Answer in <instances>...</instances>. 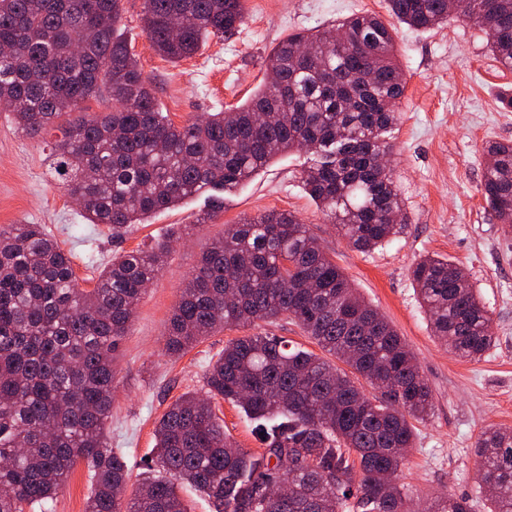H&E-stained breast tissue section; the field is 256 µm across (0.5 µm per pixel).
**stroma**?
<instances>
[{
    "label": "stroma",
    "instance_id": "stroma-1",
    "mask_svg": "<svg viewBox=\"0 0 512 512\" xmlns=\"http://www.w3.org/2000/svg\"><path fill=\"white\" fill-rule=\"evenodd\" d=\"M121 31L153 86L162 112L183 125L243 102L266 77V62L288 35L313 32L361 12L386 15L387 0H246V19L229 40L212 38L191 58L173 63L148 40L143 0H122ZM397 61L406 79L393 132L389 164L395 170L407 216L401 234L369 252L351 248L305 191L300 152L275 158L250 181L225 193L212 210L207 195L182 200L130 225L113 238L90 224L53 179L48 141L22 133L0 111V227L39 224L72 255L80 287L125 252L177 235L164 264L135 310L114 363L111 448L128 468L125 496L133 498L155 444V426L187 392L205 393L206 374L232 339L267 333L305 348L312 340L292 319L226 327L203 336L183 356L168 355L164 333L180 290L203 248L223 238L228 225L271 211L289 212L307 224L354 288L397 330L412 352L433 396L430 415L416 422V442L402 482L408 506L448 493L480 501L475 445L488 427L512 429V233L505 232L481 191L488 143L512 141V70L493 56L486 34L457 19L416 30L398 25ZM208 223H199L203 213ZM426 255L459 265L492 319L495 345L478 360L451 353L432 333L410 277Z\"/></svg>",
    "mask_w": 512,
    "mask_h": 512
}]
</instances>
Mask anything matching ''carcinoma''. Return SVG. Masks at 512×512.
<instances>
[{
	"mask_svg": "<svg viewBox=\"0 0 512 512\" xmlns=\"http://www.w3.org/2000/svg\"><path fill=\"white\" fill-rule=\"evenodd\" d=\"M245 0H144L143 30L170 61L212 37L232 38ZM122 0H0V104L22 132L58 129L52 169L91 224L121 235L131 224L203 189L225 191L278 154L314 155L304 186L355 249L396 237L402 205L386 158L405 90L393 28L353 14L278 44L263 85L245 104L174 125L118 29ZM411 28L461 17L488 36L512 68V0H388ZM108 98L110 112L84 103ZM482 194L512 231V142H491ZM172 238L112 261L93 288L79 287L71 255L39 224L0 228V512L53 499L85 462V512H188L187 483L217 512H409L401 484L413 422L432 394L394 327L352 287L295 215L269 212L233 224L208 246L180 291L165 350L180 355L226 325L295 320L350 370L276 336L228 341L206 375L159 419L142 487L124 502L127 464L110 448L114 360L135 306L170 252ZM435 336L478 360L495 344L492 321L463 270L425 256L411 268ZM364 378L380 396L356 384ZM227 400L257 423L264 445H235L213 408ZM485 512H512V430L476 442ZM448 495L426 512H473Z\"/></svg>",
	"mask_w": 512,
	"mask_h": 512,
	"instance_id": "1",
	"label": "carcinoma"
}]
</instances>
